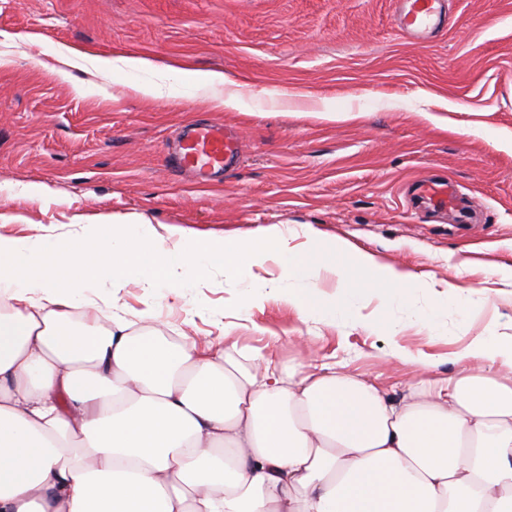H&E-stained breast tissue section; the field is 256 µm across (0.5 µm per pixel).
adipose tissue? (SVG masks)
<instances>
[{"instance_id": "1", "label": "adipose tissue", "mask_w": 512, "mask_h": 512, "mask_svg": "<svg viewBox=\"0 0 512 512\" xmlns=\"http://www.w3.org/2000/svg\"><path fill=\"white\" fill-rule=\"evenodd\" d=\"M308 226L249 236L133 215L106 232L0 234V512H512V336H479L453 375L401 392L317 358L168 341L88 296L132 279L190 291L220 271L246 300L270 288L302 314L330 274L353 314L362 276L387 314L435 327L467 302L449 282L379 263L346 240L295 255ZM277 259L273 280L253 270Z\"/></svg>"}]
</instances>
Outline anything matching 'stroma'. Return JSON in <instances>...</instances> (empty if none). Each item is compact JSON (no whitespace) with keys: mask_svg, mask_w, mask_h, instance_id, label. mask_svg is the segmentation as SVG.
Listing matches in <instances>:
<instances>
[{"mask_svg":"<svg viewBox=\"0 0 512 512\" xmlns=\"http://www.w3.org/2000/svg\"><path fill=\"white\" fill-rule=\"evenodd\" d=\"M447 33L416 43L394 21V0H0V233L81 231L102 216L141 215L175 226L246 235L268 224L312 227L318 246L346 239L400 270L456 279L467 316L439 331L391 333L368 283L358 315L336 283L313 281L320 313L276 295L245 302L221 274L184 297L136 284L102 296L128 318L146 309L167 338L264 346L305 362L309 352L390 384L420 352L445 378L478 336H512V0H451ZM145 57L156 72L102 73L100 57ZM218 71L239 85L241 109L214 107L169 77ZM165 79L166 92L136 95ZM235 126L243 157L224 179L197 185L171 169L166 145L190 124ZM447 175L470 223L423 213L403 189Z\"/></svg>","mask_w":512,"mask_h":512,"instance_id":"1","label":"stroma"}]
</instances>
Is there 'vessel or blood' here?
<instances>
[{
	"mask_svg": "<svg viewBox=\"0 0 512 512\" xmlns=\"http://www.w3.org/2000/svg\"><path fill=\"white\" fill-rule=\"evenodd\" d=\"M395 20L406 37L427 42L448 28V0H398ZM239 140L221 124L186 126L176 141L173 160L176 167L196 182L223 177L237 164ZM413 194L434 212L455 210L456 193L445 180L423 179L413 183Z\"/></svg>",
	"mask_w": 512,
	"mask_h": 512,
	"instance_id": "obj_1",
	"label": "vessel or blood"
}]
</instances>
